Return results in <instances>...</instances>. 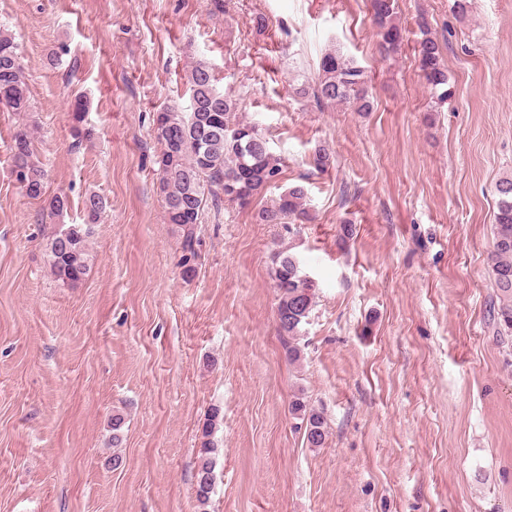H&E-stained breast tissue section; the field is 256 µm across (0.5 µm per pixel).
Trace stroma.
Listing matches in <instances>:
<instances>
[{"mask_svg":"<svg viewBox=\"0 0 512 512\" xmlns=\"http://www.w3.org/2000/svg\"><path fill=\"white\" fill-rule=\"evenodd\" d=\"M397 5L405 40L386 58L369 0H0L32 99L0 110V512H512V345L489 316L488 261L512 172V0L463 16L454 0ZM424 20L444 98L419 67ZM334 47L365 70L371 112L299 95ZM197 62L281 157L279 188L308 189L314 220L293 242L317 304L301 364L275 320L276 226L223 205L195 277L177 266L151 125L189 109ZM79 99L93 137L78 146ZM20 127L48 192L70 197L65 223H83L89 194L108 203L78 286L51 275L40 204L11 175ZM301 390L327 417L324 447L289 412ZM215 405L202 511L194 461ZM221 419V410L218 407L211 408L200 431V448L194 465V492L196 501L203 510L208 506L211 494L214 490L216 475V448L213 434Z\"/></svg>","mask_w":512,"mask_h":512,"instance_id":"1","label":"stroma"}]
</instances>
